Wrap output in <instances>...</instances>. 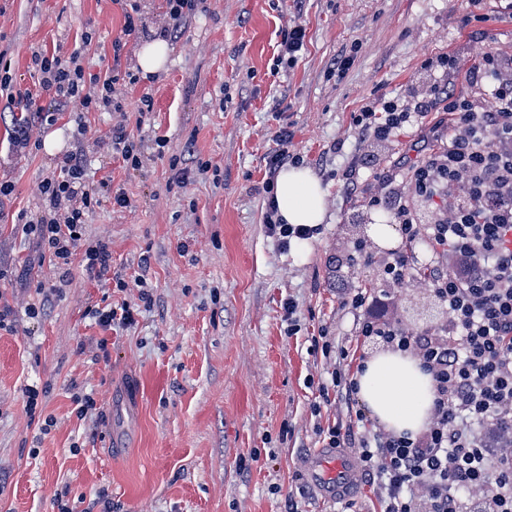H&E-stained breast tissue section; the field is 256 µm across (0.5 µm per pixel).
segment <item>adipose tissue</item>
<instances>
[{"mask_svg":"<svg viewBox=\"0 0 512 512\" xmlns=\"http://www.w3.org/2000/svg\"><path fill=\"white\" fill-rule=\"evenodd\" d=\"M275 200L284 223L315 225L324 218L326 192L306 168L280 171ZM358 394L372 416L398 434L420 432L431 417L433 382L409 354L388 349L370 358L358 377Z\"/></svg>","mask_w":512,"mask_h":512,"instance_id":"adipose-tissue-1","label":"adipose tissue"}]
</instances>
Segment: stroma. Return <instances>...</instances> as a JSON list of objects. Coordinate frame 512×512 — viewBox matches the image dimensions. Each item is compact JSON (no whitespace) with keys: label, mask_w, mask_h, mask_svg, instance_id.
I'll return each mask as SVG.
<instances>
[{"label":"stroma","mask_w":512,"mask_h":512,"mask_svg":"<svg viewBox=\"0 0 512 512\" xmlns=\"http://www.w3.org/2000/svg\"><path fill=\"white\" fill-rule=\"evenodd\" d=\"M137 2L148 33L128 43L122 67L138 70L142 50L160 39L168 59L128 88L123 111L69 103L55 124L35 128L38 147L21 149L0 97V178L14 185L0 202V304L13 310L0 329V512H57L58 493L74 512H290L293 502L299 512H344L308 485L304 459L322 448L321 429L353 424L362 406L334 391L321 397L320 385L334 366L357 373L379 350L358 338L347 302L382 288L380 260L391 251L430 258L368 198L387 170L409 182L399 158H412L430 129L447 136L451 123L433 112L373 145L353 115L381 96L470 93L466 73L485 52H512V0H207L178 33L161 30L162 0ZM476 13L482 21L465 24ZM291 22L305 27L306 45L281 69ZM123 23L114 0H0L15 89L51 108L28 69L32 50L63 45L95 73ZM444 54L459 72L426 79L423 61ZM344 58L348 68L336 73ZM146 92L154 109L138 133L142 164L131 169L95 139L117 122L135 124ZM80 123L90 180L110 177L130 201L103 202L84 226L85 237L108 243L113 273L146 282L150 300L127 328L103 329L88 311L137 301V289L97 282L77 262L60 275L17 221L36 215V185ZM282 127L288 152L326 192L318 234L287 247L263 222L265 165ZM173 156L210 171L177 183ZM355 163L351 184L342 173ZM58 280L62 290H49ZM387 315L415 331L446 318L416 280L396 291ZM322 335L348 357L315 351ZM87 394L96 407L81 417L76 400Z\"/></svg>","instance_id":"35a3bbf8"}]
</instances>
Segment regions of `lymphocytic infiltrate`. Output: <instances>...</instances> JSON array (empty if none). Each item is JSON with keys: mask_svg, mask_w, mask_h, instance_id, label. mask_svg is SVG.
<instances>
[{"mask_svg": "<svg viewBox=\"0 0 512 512\" xmlns=\"http://www.w3.org/2000/svg\"><path fill=\"white\" fill-rule=\"evenodd\" d=\"M144 29L138 16L125 13L123 36L112 44L114 63L89 74L78 52L62 47L33 50L30 68L42 91L59 106L79 101L88 112H119L125 86L136 84L132 71L120 70L124 41ZM470 95L443 100L424 97L407 109L399 99L380 97L362 107L355 125L365 140L384 142L412 119L443 109L453 118L448 140L431 149L413 167L410 187L395 177H380L368 204L390 212L406 241L422 240L431 251L460 256L463 270L430 269L424 285L443 306L440 327L413 332L383 319L392 289L402 287L418 268L416 254L392 252L383 259L387 287L379 294L360 291L350 300L359 310L358 334L384 346L408 352L431 374L435 400L430 422L415 436L384 429L354 432L335 425L324 439L330 448L355 449L363 475L376 485L381 512H471L477 497L492 512H512V451L485 447L474 431L478 424L512 425V54L484 53L469 72ZM291 138L280 128L278 151L266 162L265 216L269 235L281 245L313 237V225L287 224L274 199L276 177L287 158ZM99 147L121 158L126 167L141 163L140 143L125 123L113 124ZM82 143H75L55 171L35 189L38 212L23 224L49 263L60 270L81 260L94 278L112 272L106 243H84L83 226L101 204L100 189L90 184L83 165ZM454 191L449 208L438 210L427 224L416 219L415 205Z\"/></svg>", "mask_w": 512, "mask_h": 512, "instance_id": "lymphocytic-infiltrate-1", "label": "lymphocytic infiltrate"}]
</instances>
